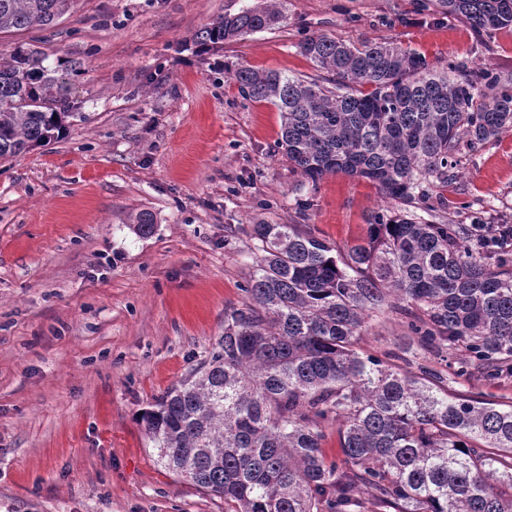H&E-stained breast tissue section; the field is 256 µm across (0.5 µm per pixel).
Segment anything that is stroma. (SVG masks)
<instances>
[{
  "mask_svg": "<svg viewBox=\"0 0 512 512\" xmlns=\"http://www.w3.org/2000/svg\"><path fill=\"white\" fill-rule=\"evenodd\" d=\"M258 0H77L56 26L0 34L75 62L84 120L0 160V512H232L168 471L138 415L204 357L240 304L259 252L255 220L308 224L338 246L384 207L375 184L308 182L277 147L280 113L245 97L240 67L304 79L299 44L388 38L443 68L512 80V28L476 36L430 0H280L272 30L203 51L197 30ZM441 220L512 224V132L465 160ZM151 213L153 234L130 226ZM405 324L372 319L363 351L411 357ZM454 392L512 401V376H455Z\"/></svg>",
  "mask_w": 512,
  "mask_h": 512,
  "instance_id": "35a3bbf8",
  "label": "stroma"
}]
</instances>
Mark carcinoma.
I'll return each mask as SVG.
<instances>
[{
    "label": "carcinoma",
    "mask_w": 512,
    "mask_h": 512,
    "mask_svg": "<svg viewBox=\"0 0 512 512\" xmlns=\"http://www.w3.org/2000/svg\"><path fill=\"white\" fill-rule=\"evenodd\" d=\"M74 2L0 0V33L54 25ZM438 6L479 35L512 27V0ZM281 18L271 4L244 7L195 38L221 48ZM299 50L325 81L250 67L233 78L281 112L278 147L314 184L341 172L424 204L462 159L512 131V86L492 68L438 70L388 39L312 35ZM61 71L24 45L0 61V158L80 116ZM479 224L381 209L367 237L342 249L307 224L249 225L263 255L243 302L225 309L208 355L141 415L164 466L235 512H512V404L451 392L419 362L453 349L458 376H512V249L485 241ZM387 310L414 336L403 366L359 349L367 320ZM332 424L342 466L322 449Z\"/></svg>",
    "instance_id": "obj_1"
}]
</instances>
